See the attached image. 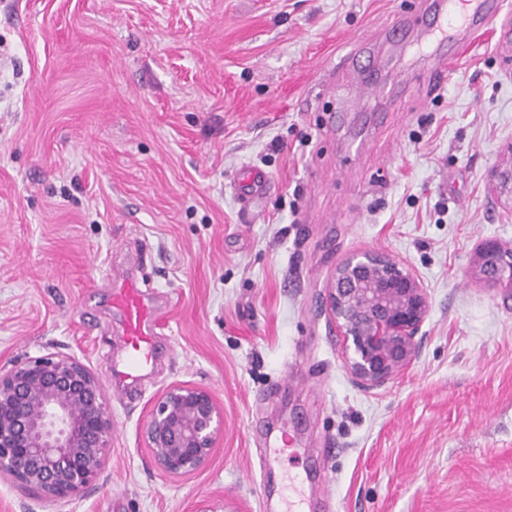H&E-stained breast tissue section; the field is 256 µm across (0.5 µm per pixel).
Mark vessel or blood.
<instances>
[{"mask_svg":"<svg viewBox=\"0 0 512 512\" xmlns=\"http://www.w3.org/2000/svg\"><path fill=\"white\" fill-rule=\"evenodd\" d=\"M428 8L442 19L440 33L466 39L479 30L498 28V51H512V15L504 12L503 0H430ZM111 304L124 327V355L114 366V379L125 389L139 384L144 369L154 361L157 308L134 277L113 287Z\"/></svg>","mask_w":512,"mask_h":512,"instance_id":"obj_1","label":"vessel or blood"}]
</instances>
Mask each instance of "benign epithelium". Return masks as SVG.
Here are the masks:
<instances>
[{"label":"benign epithelium","mask_w":512,"mask_h":512,"mask_svg":"<svg viewBox=\"0 0 512 512\" xmlns=\"http://www.w3.org/2000/svg\"><path fill=\"white\" fill-rule=\"evenodd\" d=\"M474 276L512 290V248L483 244ZM326 310L343 336L355 381L378 387L416 359V336L429 312L426 289L379 252L356 253L336 268ZM224 415L208 390L170 386L143 428L157 468L185 476L209 460ZM112 440V414L94 372L74 356L49 353L0 368V471L52 499L81 494L100 476Z\"/></svg>","instance_id":"benign-epithelium-1"}]
</instances>
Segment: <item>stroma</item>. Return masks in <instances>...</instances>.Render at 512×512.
Instances as JSON below:
<instances>
[{
    "label": "stroma",
    "mask_w": 512,
    "mask_h": 512,
    "mask_svg": "<svg viewBox=\"0 0 512 512\" xmlns=\"http://www.w3.org/2000/svg\"><path fill=\"white\" fill-rule=\"evenodd\" d=\"M422 2L0 0V367L78 357L114 425L81 495L0 474V512H512V295L473 275L512 245V56L482 34L437 75L410 35L364 99L343 61ZM360 251L430 301L376 388L324 308ZM137 266L159 323L127 395L105 285ZM178 382L224 433L168 477L142 428Z\"/></svg>",
    "instance_id": "stroma-1"
}]
</instances>
